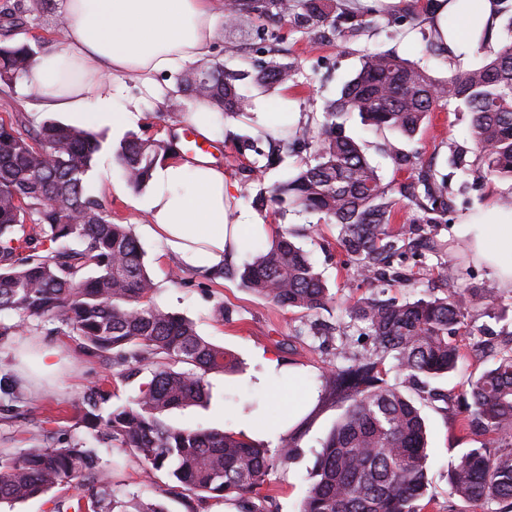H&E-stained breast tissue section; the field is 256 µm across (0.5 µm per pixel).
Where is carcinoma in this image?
Listing matches in <instances>:
<instances>
[{
	"label": "carcinoma",
	"mask_w": 512,
	"mask_h": 512,
	"mask_svg": "<svg viewBox=\"0 0 512 512\" xmlns=\"http://www.w3.org/2000/svg\"><path fill=\"white\" fill-rule=\"evenodd\" d=\"M235 17L276 23L284 17L308 35H355L372 23L373 10L336 12L335 0H235ZM508 16L507 41L480 66L435 77L394 52H367L360 69L324 108L317 130L297 138L309 151L296 172L272 187L255 205L292 206L322 215L339 227L337 245L363 280L387 276V259L411 245L432 251L417 238L418 227L391 230L399 194L415 205L423 224H445L452 200L448 176L419 170L418 158L397 147L389 153L398 170L418 171L397 186L383 182L360 145L342 133L339 119L355 112L361 122L414 138L438 106L471 115L475 171L512 180V0H499ZM36 52L27 43L0 44V83L28 75ZM293 68L271 62L253 73L208 69V80L185 90L225 115L246 110L239 83L247 78L268 88L288 83ZM170 141L134 134L115 149L128 184L147 185L156 164L168 158ZM103 140L93 132L47 119L38 127L12 115L0 119V338L35 330L77 336V351L118 368L87 394L78 411L90 433L55 437L25 448H0V504L11 506L73 483L91 486L88 498L58 500L52 512H166L156 502L120 494L112 469L93 443L129 450L144 481L163 471L186 490L216 501L253 493L277 464L299 455L286 438L271 449L242 433L202 427H174L164 421L172 409L208 398L207 377L238 367V357L197 332L192 320L146 303L156 284L144 253L125 224L86 189ZM36 217L31 224L26 218ZM284 228L257 248L238 272L241 284L282 308L316 311L330 288ZM49 247L37 251V240ZM443 295L414 301L361 297L349 307L351 321L373 337L375 348L348 357L325 371L320 398L349 402L316 454L301 512H423L429 485L425 419L408 390L422 379L455 371L462 359L456 337L467 331L468 310L497 302L475 288L455 286L453 270L442 273ZM392 358L401 374L391 384L382 366ZM150 369L137 398L107 410L112 377ZM463 422L505 442L512 438V348L498 352L492 367L467 382ZM450 492L475 506H512V448L468 449L448 471Z\"/></svg>",
	"instance_id": "1"
}]
</instances>
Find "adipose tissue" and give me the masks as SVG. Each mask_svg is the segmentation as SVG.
<instances>
[{
	"mask_svg": "<svg viewBox=\"0 0 512 512\" xmlns=\"http://www.w3.org/2000/svg\"><path fill=\"white\" fill-rule=\"evenodd\" d=\"M216 0H63V47L36 62L33 96L75 126L118 130L137 111H115L123 92L114 76L130 75L151 87L156 75L205 58L215 38ZM497 0H435L434 17L452 57L477 46L496 18ZM150 192L139 202L147 229L186 267L222 266L226 243L243 247L269 235L270 225L233 215L224 170L174 158L157 166ZM471 246L502 286L512 289V211L489 207L471 227Z\"/></svg>",
	"mask_w": 512,
	"mask_h": 512,
	"instance_id": "1",
	"label": "adipose tissue"
}]
</instances>
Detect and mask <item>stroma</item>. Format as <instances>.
Listing matches in <instances>:
<instances>
[{"label": "stroma", "mask_w": 512, "mask_h": 512, "mask_svg": "<svg viewBox=\"0 0 512 512\" xmlns=\"http://www.w3.org/2000/svg\"><path fill=\"white\" fill-rule=\"evenodd\" d=\"M61 25L62 7L57 4L51 12L22 17L13 31L0 21V42H25L41 55L56 46ZM430 27L427 15L420 9H393L386 5L377 7L369 28L347 38L311 37L287 21L271 34L243 22L228 25L221 21L217 24L213 52L207 59L157 77L151 93L142 90L135 81H125L124 93L115 107L121 110L136 103L140 119L120 132L108 128L98 131L106 147L95 158L87 188L111 207L115 223L131 225L157 285L152 304L191 318L201 336L233 351L242 362L239 371L209 375L206 403L172 410L166 420L175 426L236 433L245 417L252 426L251 439L272 448L279 444L282 434H289L300 450L299 456L288 464L275 466L261 488L262 494L274 500L272 512H300L315 455L345 409L343 402L324 403L315 399L307 404L303 418L288 421L277 392L284 376L299 375L305 389L318 392L322 373L343 365L344 352H363L373 346L371 337L350 323L347 308L355 299L375 293L383 299L412 301L440 286L439 274L448 268L460 272L462 285L481 288L498 298L499 304L492 311L469 310L466 321L471 333L458 339L465 363L447 376L430 380L424 389L421 406L429 426L432 497L424 512H475L473 505L450 494L448 470L467 449L491 444L492 436L464 429L459 403L469 378L492 365L494 352L512 347V290L500 287L488 267L477 258L465 227L476 222L490 203L512 197V181L491 176L479 178L449 166L452 150L462 152L465 160L473 158L469 115L450 107L437 108L423 133L410 140L388 131L372 130L355 114L344 123L346 135L362 146L384 181L397 183L407 177L406 172L393 165L387 151L391 144L408 153H420L424 163L434 165L448 177L454 209L447 223L420 227L424 237L438 242V250H408L394 256L390 264L393 279L353 278L348 257L336 245V226L323 223L319 215L291 211L282 214L257 208L251 200L252 195L287 179L302 159L301 153L292 151L283 162L265 172H253L257 151L267 148L261 139L267 113H283L290 128L312 129L322 121L326 103L359 69L363 51H393L420 63L434 76L444 77L452 71L470 69L483 54L498 51L505 41L497 31L483 49L462 59H451L428 51ZM270 55L276 61L294 65L292 80L272 89L243 81L240 92L249 102L247 119H225L221 130L203 148L224 170L236 198L235 213H246L256 223L285 224L305 231L303 244L333 295L323 309L311 313L280 308L241 285L233 271L251 260V252L243 251L228 259L227 272L218 279L180 266L162 243L147 232L148 215L137 206L142 194L130 188L111 151L127 134L162 140L173 132L175 125L185 124L196 102L189 93L180 91L182 78L217 63L227 69L249 70L257 60ZM30 84V78L25 77L9 87L0 85V117L21 112L36 125L48 119V112L36 108ZM249 137L256 139V147H247L245 140ZM175 270L180 273L176 280L171 277ZM220 305L225 307L227 318L217 316L216 308ZM300 327L308 328L309 336L294 338L295 329ZM33 342L57 348V372L43 373L40 366L23 356V348ZM23 368L29 370V379L23 380L13 395L0 392V408L13 406L15 413L9 420L0 416V446H29L31 433L41 429L61 437L84 434L74 404L100 384L106 373L103 362L78 355L74 337L64 333L50 335L42 331L32 338L0 339V377L17 375ZM100 451L111 462L115 480L143 497L158 499L167 512H239L237 501L199 497L162 472L157 473L153 484L142 485L140 466L133 456L106 445Z\"/></svg>", "instance_id": "35a3bbf8"}]
</instances>
